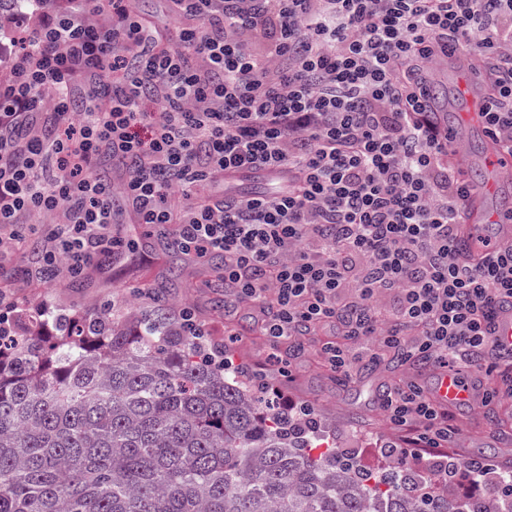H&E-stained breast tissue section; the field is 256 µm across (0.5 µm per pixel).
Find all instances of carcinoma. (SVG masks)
<instances>
[{"mask_svg": "<svg viewBox=\"0 0 512 512\" xmlns=\"http://www.w3.org/2000/svg\"><path fill=\"white\" fill-rule=\"evenodd\" d=\"M45 0H0V15ZM0 325V512H490L368 473L262 403L164 308Z\"/></svg>", "mask_w": 512, "mask_h": 512, "instance_id": "carcinoma-1", "label": "carcinoma"}]
</instances>
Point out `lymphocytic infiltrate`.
Masks as SVG:
<instances>
[{
  "mask_svg": "<svg viewBox=\"0 0 512 512\" xmlns=\"http://www.w3.org/2000/svg\"><path fill=\"white\" fill-rule=\"evenodd\" d=\"M162 32L131 0H84L44 17L0 82V251L14 225L63 211L38 273L85 274L111 252L112 197L137 223L172 225L185 252L224 258V284L258 306L272 341L335 324L321 356L349 375L348 342L437 367H486L480 401L512 399V358L495 353L497 305L512 301V245L476 265L455 261L460 173L425 120L424 77L448 46L486 58L512 42V0H172ZM110 9L107 25L91 22ZM247 29L266 57L237 39ZM202 56L205 67L191 56ZM90 87L74 108L78 82ZM54 106L46 108L45 92ZM485 113L512 144V58L497 68ZM44 120L49 135L29 136ZM126 164L120 187L98 174ZM288 168L273 198L220 194L229 171ZM200 184L191 204L175 188ZM351 296H344V289ZM382 293L394 308L374 306ZM387 420L409 448H441L452 413L410 384L388 391Z\"/></svg>",
  "mask_w": 512,
  "mask_h": 512,
  "instance_id": "f902f5d3",
  "label": "lymphocytic infiltrate"
}]
</instances>
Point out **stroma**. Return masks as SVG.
<instances>
[{
    "instance_id": "stroma-1",
    "label": "stroma",
    "mask_w": 512,
    "mask_h": 512,
    "mask_svg": "<svg viewBox=\"0 0 512 512\" xmlns=\"http://www.w3.org/2000/svg\"><path fill=\"white\" fill-rule=\"evenodd\" d=\"M67 0H46L43 7L13 14L0 23V81L8 75L9 58L22 52V37L31 35L41 19L66 6ZM60 220L59 214H40L20 225V249L0 255V290L6 291L16 306L47 303L62 309L94 311L115 300H125L126 310L138 312L149 306L148 290L170 266H180V279L169 288L166 304L174 319L191 310L204 326L213 345L222 348L227 361L261 379L281 402L309 406L315 413L323 438L340 448L354 451L361 466L369 471L394 464L388 451L403 445L401 433L386 421L380 408L381 396L400 380L426 383L427 376L408 366L384 359L371 363V352L364 345L352 344L360 359V370L350 382L340 384L323 366L319 353L323 343L333 340L332 327H324L303 337L302 348L292 340L271 343L257 326L259 311L245 302L234 301L209 267L181 264L168 253L147 227L134 223L131 216L120 217L113 225L116 236L139 239L137 252L119 261H100L96 272L82 284H73L61 274L54 281L35 277L34 270L48 231ZM458 434L450 448L423 451L425 460L444 456L457 459H487L500 467H512V406L502 405L495 416L486 409L457 413Z\"/></svg>"
}]
</instances>
